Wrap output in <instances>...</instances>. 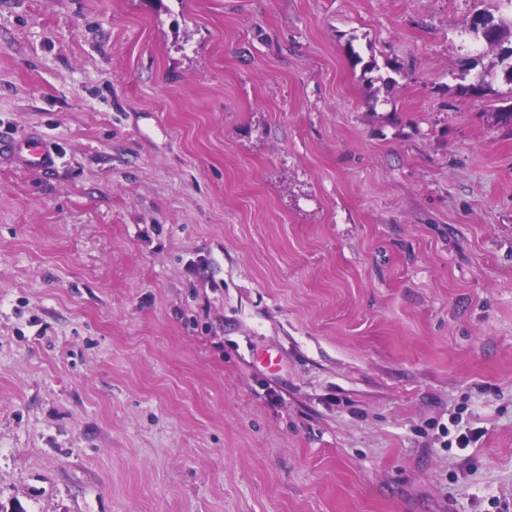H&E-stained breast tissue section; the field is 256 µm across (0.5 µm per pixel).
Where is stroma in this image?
<instances>
[{"instance_id":"obj_1","label":"stroma","mask_w":512,"mask_h":512,"mask_svg":"<svg viewBox=\"0 0 512 512\" xmlns=\"http://www.w3.org/2000/svg\"><path fill=\"white\" fill-rule=\"evenodd\" d=\"M478 13L0 0V512H512Z\"/></svg>"}]
</instances>
